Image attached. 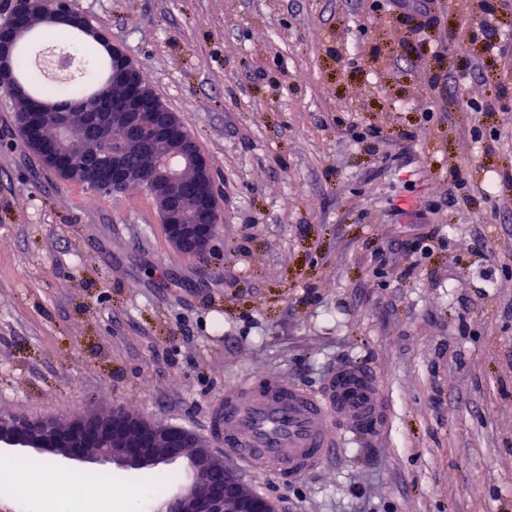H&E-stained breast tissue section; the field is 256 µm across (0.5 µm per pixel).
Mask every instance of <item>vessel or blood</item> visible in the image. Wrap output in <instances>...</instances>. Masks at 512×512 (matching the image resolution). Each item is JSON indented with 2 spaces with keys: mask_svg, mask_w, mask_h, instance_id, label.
Segmentation results:
<instances>
[{
  "mask_svg": "<svg viewBox=\"0 0 512 512\" xmlns=\"http://www.w3.org/2000/svg\"><path fill=\"white\" fill-rule=\"evenodd\" d=\"M384 413L376 373L343 363L314 390L277 376L238 379L224 389L212 433L239 466L293 479L323 467L349 434L375 430Z\"/></svg>",
  "mask_w": 512,
  "mask_h": 512,
  "instance_id": "obj_1",
  "label": "vessel or blood"
}]
</instances>
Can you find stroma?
Segmentation results:
<instances>
[{
	"label": "stroma",
	"mask_w": 512,
	"mask_h": 512,
	"mask_svg": "<svg viewBox=\"0 0 512 512\" xmlns=\"http://www.w3.org/2000/svg\"><path fill=\"white\" fill-rule=\"evenodd\" d=\"M68 2L180 113L224 210L177 253L146 192L59 180L0 95V414L121 407L205 440L240 375L313 389L350 360L385 419L296 480L240 471L275 512H512V7L492 52L454 37L476 0H438L419 57L373 0Z\"/></svg>",
	"instance_id": "obj_1"
}]
</instances>
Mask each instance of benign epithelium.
<instances>
[{"mask_svg": "<svg viewBox=\"0 0 512 512\" xmlns=\"http://www.w3.org/2000/svg\"><path fill=\"white\" fill-rule=\"evenodd\" d=\"M68 25L112 51L118 72L112 85L74 112L58 102L34 101L16 76V46L32 24ZM0 94L13 102L15 122L32 132L30 150L55 172L113 193L139 187L153 199L170 245L182 255H202L217 237L223 199L209 161L172 111L145 82L123 49L103 39L85 16L58 0L32 15L20 10L0 25ZM118 135L113 144L107 133ZM147 167L129 162L132 154ZM0 447L47 450L69 460H98L143 469L187 460L190 482L163 499L155 512H274L191 429L144 419L121 407L84 413L62 426L56 420L0 414Z\"/></svg>", "mask_w": 512, "mask_h": 512, "instance_id": "7a95c632", "label": "benign epithelium"}]
</instances>
